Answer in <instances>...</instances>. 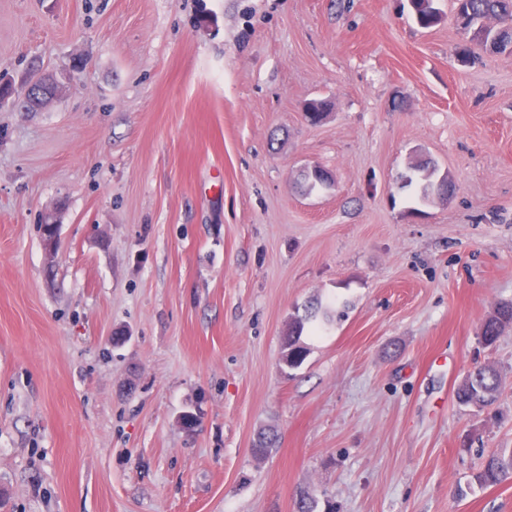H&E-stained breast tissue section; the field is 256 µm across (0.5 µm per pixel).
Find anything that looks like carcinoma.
<instances>
[{"label": "carcinoma", "mask_w": 512, "mask_h": 512, "mask_svg": "<svg viewBox=\"0 0 512 512\" xmlns=\"http://www.w3.org/2000/svg\"><path fill=\"white\" fill-rule=\"evenodd\" d=\"M457 15L464 20V27L481 28L484 23H493L486 35L472 36L479 50L492 54H512V0H457ZM417 22L429 27L438 20V12L432 0H414ZM329 102L314 99L309 102L305 117L313 125L322 121ZM304 319L297 318L288 327L284 336V362L290 368L299 366L305 359L307 348L300 338ZM512 328V302H501L481 323L480 343L492 348L496 346L503 332ZM502 390V376L492 365L476 366L460 380L455 397L459 405L483 408L493 402ZM278 435L273 428L260 431L251 448L252 455L261 460L277 447ZM473 480L480 487H492L512 480V448H499L482 459L473 474Z\"/></svg>", "instance_id": "1"}]
</instances>
